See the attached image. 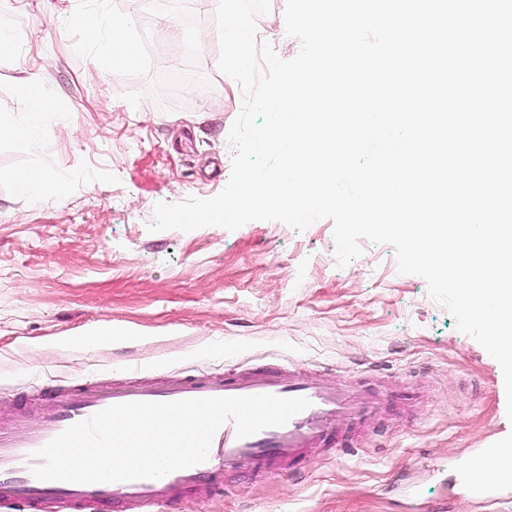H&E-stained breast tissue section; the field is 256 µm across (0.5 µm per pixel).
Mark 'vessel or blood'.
Masks as SVG:
<instances>
[{
  "instance_id": "b4317fda",
  "label": "vessel or blood",
  "mask_w": 512,
  "mask_h": 512,
  "mask_svg": "<svg viewBox=\"0 0 512 512\" xmlns=\"http://www.w3.org/2000/svg\"><path fill=\"white\" fill-rule=\"evenodd\" d=\"M48 392L51 405L38 422L16 427L0 420V503L22 505L25 512H176L185 498L216 493L225 475L260 474L285 465L307 468L316 451L336 445L339 427L351 432L369 429L381 404L362 388L327 385L294 366L283 372L186 374L150 384L102 387L85 381L66 389L52 386ZM263 394L303 397L310 405L284 425L244 438L237 437L233 424H224L213 437L206 461L159 479L73 483L40 480L31 472L41 463L38 450L69 426L110 406ZM496 458L491 449H481L473 467L460 476L461 491L479 501L491 498L475 469Z\"/></svg>"
}]
</instances>
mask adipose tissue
<instances>
[{
    "label": "adipose tissue",
    "instance_id": "ef3b65f1",
    "mask_svg": "<svg viewBox=\"0 0 512 512\" xmlns=\"http://www.w3.org/2000/svg\"><path fill=\"white\" fill-rule=\"evenodd\" d=\"M74 23L81 30L86 44L96 49L105 63L118 65L136 60L137 44L126 24L118 17L99 11L81 12L75 14ZM19 93L28 103L27 116L22 120L0 117L1 139L30 140L40 117L57 109L55 100L42 92L36 76H29L20 85Z\"/></svg>",
    "mask_w": 512,
    "mask_h": 512
}]
</instances>
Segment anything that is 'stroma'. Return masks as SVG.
<instances>
[{
  "label": "stroma",
  "mask_w": 512,
  "mask_h": 512,
  "mask_svg": "<svg viewBox=\"0 0 512 512\" xmlns=\"http://www.w3.org/2000/svg\"><path fill=\"white\" fill-rule=\"evenodd\" d=\"M173 2L153 25L143 0H0L16 45L0 55V117L26 112L18 87L33 73L60 105L37 144L0 141V415L36 419L47 382L293 363L385 397L371 429L298 477L229 476L223 494L178 512H418L401 504L412 483L447 512H499L456 483L477 449L512 443L501 366L421 276L399 272L393 246L361 240L341 267L328 219L302 232L278 221L150 231L157 203L226 186L225 136L244 102L217 69L214 0ZM97 8L135 36V65L86 47L73 16ZM27 168L46 173L48 197L17 190Z\"/></svg>",
  "instance_id": "stroma-1"
}]
</instances>
